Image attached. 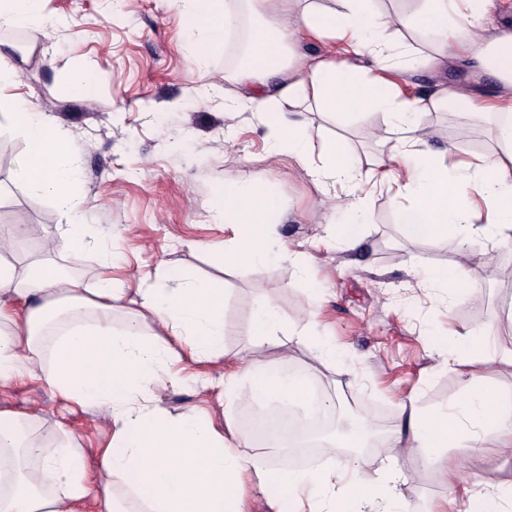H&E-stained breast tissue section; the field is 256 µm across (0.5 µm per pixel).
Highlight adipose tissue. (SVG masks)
Instances as JSON below:
<instances>
[{"label":"adipose tissue","instance_id":"ef3b65f1","mask_svg":"<svg viewBox=\"0 0 512 512\" xmlns=\"http://www.w3.org/2000/svg\"><path fill=\"white\" fill-rule=\"evenodd\" d=\"M512 0H415L413 9L393 15L378 0H247L258 17L250 35L253 47L247 64L228 78L249 87L246 102L279 137L271 154L288 151L317 183L349 184L353 193L340 199L341 218L333 227L337 245L353 250L358 227L371 214L366 197L376 188L374 169L356 168L333 140L314 142L302 121L288 110L312 103L317 111L348 122L367 110H378L399 125L402 135L390 149L393 166L389 188L403 200L398 207L405 235L413 241L452 237L462 249L479 238L512 237V123L500 126L499 152L473 161L447 160L432 150L419 124L422 113L455 105L462 114L480 110L512 114V30L488 35L484 20L497 4ZM180 24L201 33L195 55L205 62L209 49L221 46L236 16L226 0H184ZM416 32L436 39L430 55H422L401 33ZM301 38L319 42V53L294 60L292 44ZM367 56L376 63H359ZM476 74L492 75L497 93L479 99L436 85L429 97H403L396 71L414 64L438 68L445 61ZM278 80V100L266 97L270 80ZM18 71L0 53V113L6 114L25 138L26 149L14 170L15 181L36 195L50 197L70 218L63 231L67 247L82 253L92 228L83 201L75 191L78 156L69 149L54 118L31 105L16 87ZM232 233L222 260L229 265L268 262L266 241L274 219L283 212L281 195L268 185L228 183L211 200ZM425 280L460 294L488 277L487 267L459 262L452 267L425 266ZM136 309L121 310L122 289L101 278L87 290L46 259L19 267L0 258V296L32 302L24 322L0 329V384L32 373L50 359L48 379L66 398L104 407L113 432L100 454L105 482L91 486L85 458L66 446L52 447L37 439L30 419L0 412V512H76L75 505L97 488L102 512H242L239 489L250 480L265 497L271 512H416L408 481L396 467L398 452L409 451L448 483L450 498H463L478 512H507L498 491L472 481L463 463L448 465L445 450L460 442L468 448L512 449V399L485 385L470 383L467 395L448 409L426 411L414 400L399 406L396 435L374 452L380 466L361 455L370 446L369 423L362 420L337 434L325 447L330 466L311 470L274 466L268 453L242 440L244 420L225 414L216 428L204 409L194 406L177 416L154 404L151 385L167 361H199L224 352V290L215 283L172 275L166 287L138 289ZM122 326H115V313ZM152 319L166 333L164 340L147 337L142 323ZM497 333L485 326L467 340L448 338L437 348V366L481 360L495 368L491 349ZM278 360L253 361L245 370L254 399L268 408L288 403L310 410L314 381L306 373L280 370ZM134 475L130 490L117 492L114 479Z\"/></svg>","mask_w":512,"mask_h":512}]
</instances>
